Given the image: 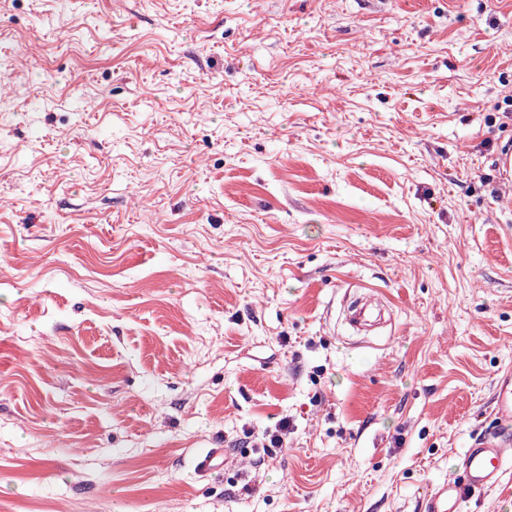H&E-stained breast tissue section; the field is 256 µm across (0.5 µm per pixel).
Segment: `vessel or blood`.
Listing matches in <instances>:
<instances>
[{"label": "vessel or blood", "mask_w": 512, "mask_h": 512, "mask_svg": "<svg viewBox=\"0 0 512 512\" xmlns=\"http://www.w3.org/2000/svg\"><path fill=\"white\" fill-rule=\"evenodd\" d=\"M381 312L370 299L350 306L347 320L356 328L371 326ZM496 430L476 436L466 449L462 461L463 479L444 482L433 487L425 500L426 512H460V506L470 492L495 487L512 455L507 448L512 445V380L499 381L495 391Z\"/></svg>", "instance_id": "1"}]
</instances>
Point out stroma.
Masks as SVG:
<instances>
[{"label":"stroma","instance_id":"35a3bbf8","mask_svg":"<svg viewBox=\"0 0 512 512\" xmlns=\"http://www.w3.org/2000/svg\"><path fill=\"white\" fill-rule=\"evenodd\" d=\"M506 145L512 0H0V512H425L512 374ZM367 295L363 301L349 306L346 310V319L358 329L371 326L381 315V311L374 307L369 299L372 294Z\"/></svg>","mask_w":512,"mask_h":512}]
</instances>
